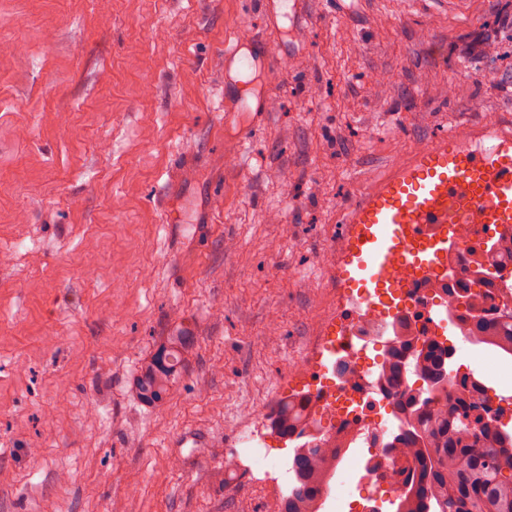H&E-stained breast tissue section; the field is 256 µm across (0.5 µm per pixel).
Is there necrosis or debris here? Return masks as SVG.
I'll return each mask as SVG.
<instances>
[{"label": "necrosis or debris", "instance_id": "necrosis-or-debris-1", "mask_svg": "<svg viewBox=\"0 0 512 512\" xmlns=\"http://www.w3.org/2000/svg\"><path fill=\"white\" fill-rule=\"evenodd\" d=\"M473 282L472 275L462 273L433 284L410 281L402 288L380 289L366 305L356 291H349L341 300L335 335L321 337L310 355L303 415L310 423H322L319 438L338 447L337 473L353 470L373 495L402 491L407 471L392 446V431L373 423L372 413L379 407L394 413L409 410L415 388L405 379L392 385L382 377L380 362H368L367 350L379 349L387 360L393 350L410 343L441 344V326L430 310L439 309L454 325L472 324L471 312L459 307L454 295Z\"/></svg>", "mask_w": 512, "mask_h": 512}]
</instances>
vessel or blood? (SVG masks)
Returning <instances> with one entry per match:
<instances>
[{"mask_svg": "<svg viewBox=\"0 0 512 512\" xmlns=\"http://www.w3.org/2000/svg\"><path fill=\"white\" fill-rule=\"evenodd\" d=\"M262 2L270 26L284 16L297 25L306 17L308 0ZM260 43L251 32L225 43V71L249 69L241 50ZM268 101L228 92L224 109L253 113L260 122ZM337 220L349 227L339 274L363 299H371L373 289L399 287L402 272L415 279L444 275L449 253L458 249L450 225L492 224L512 233V131L488 120L478 129L449 130L340 206Z\"/></svg>", "mask_w": 512, "mask_h": 512, "instance_id": "vessel-or-blood-1", "label": "vessel or blood"}]
</instances>
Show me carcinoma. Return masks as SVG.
I'll return each mask as SVG.
<instances>
[{
  "label": "carcinoma",
  "mask_w": 512,
  "mask_h": 512,
  "mask_svg": "<svg viewBox=\"0 0 512 512\" xmlns=\"http://www.w3.org/2000/svg\"><path fill=\"white\" fill-rule=\"evenodd\" d=\"M502 335L485 333L487 323L475 319L465 340L486 345L512 358V308L496 319ZM193 337L167 336L154 352L141 359L131 383L146 404L163 400L184 364ZM453 350L430 344L413 357L414 367L427 387L439 393L448 386ZM471 373L459 374L460 396L426 410V417L408 422L395 443L414 461L408 491L398 496L396 512H512V429L491 412L486 386L468 385ZM478 393L466 396L467 387ZM302 418L298 404H284L269 419L270 427L284 438L292 437ZM326 462L324 444L313 443L295 452L291 470L297 486L283 498L281 512H298V503L328 492L321 468Z\"/></svg>",
  "instance_id": "1"
}]
</instances>
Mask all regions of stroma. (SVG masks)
<instances>
[{"instance_id":"1","label":"stroma","mask_w":512,"mask_h":512,"mask_svg":"<svg viewBox=\"0 0 512 512\" xmlns=\"http://www.w3.org/2000/svg\"><path fill=\"white\" fill-rule=\"evenodd\" d=\"M226 121L224 43L258 0H0V512H265L294 445L224 475L336 314V210L457 122L512 124V0H309ZM276 335H267L270 319ZM194 336L165 401L129 384ZM512 407L504 357L445 334Z\"/></svg>"}]
</instances>
